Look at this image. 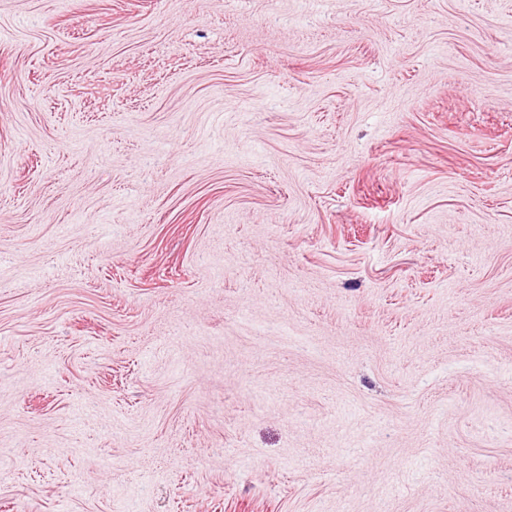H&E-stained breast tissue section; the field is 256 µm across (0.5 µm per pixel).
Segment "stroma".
<instances>
[{"mask_svg": "<svg viewBox=\"0 0 512 512\" xmlns=\"http://www.w3.org/2000/svg\"><path fill=\"white\" fill-rule=\"evenodd\" d=\"M0 512H512V0H0Z\"/></svg>", "mask_w": 512, "mask_h": 512, "instance_id": "35a3bbf8", "label": "stroma"}]
</instances>
